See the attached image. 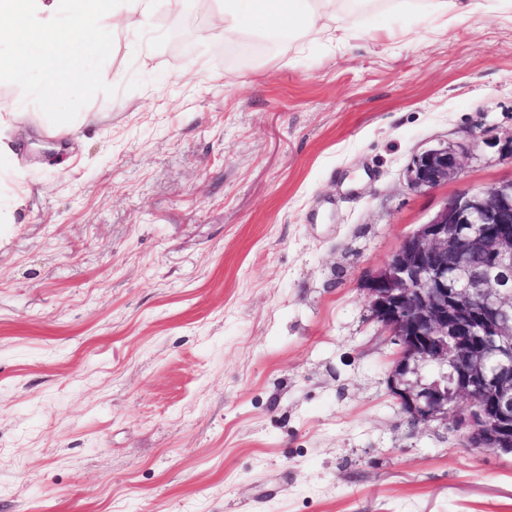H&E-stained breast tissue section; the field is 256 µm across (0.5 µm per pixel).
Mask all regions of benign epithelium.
Wrapping results in <instances>:
<instances>
[{
	"label": "benign epithelium",
	"mask_w": 512,
	"mask_h": 512,
	"mask_svg": "<svg viewBox=\"0 0 512 512\" xmlns=\"http://www.w3.org/2000/svg\"><path fill=\"white\" fill-rule=\"evenodd\" d=\"M458 166L455 149H425L407 165V185L434 189ZM366 295L397 345L388 385L413 424L451 422L467 448L512 452V178L448 197L403 237ZM426 367L438 376L425 379Z\"/></svg>",
	"instance_id": "1"
}]
</instances>
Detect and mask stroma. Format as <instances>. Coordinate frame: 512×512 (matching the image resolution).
Instances as JSON below:
<instances>
[{
    "label": "stroma",
    "mask_w": 512,
    "mask_h": 512,
    "mask_svg": "<svg viewBox=\"0 0 512 512\" xmlns=\"http://www.w3.org/2000/svg\"><path fill=\"white\" fill-rule=\"evenodd\" d=\"M217 0L99 19L49 118L0 131V512H512V453L412 425L367 279L512 178V7L352 11L345 47ZM454 178L411 191L414 154ZM459 159L449 146L431 147L415 154L405 171L410 189L425 192L448 182L456 173Z\"/></svg>",
    "instance_id": "stroma-1"
}]
</instances>
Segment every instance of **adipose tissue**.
Segmentation results:
<instances>
[{
	"label": "adipose tissue",
	"mask_w": 512,
	"mask_h": 512,
	"mask_svg": "<svg viewBox=\"0 0 512 512\" xmlns=\"http://www.w3.org/2000/svg\"><path fill=\"white\" fill-rule=\"evenodd\" d=\"M252 11L264 15L275 35L309 37L344 43L349 35L347 0H249ZM0 0V46L13 59L0 65V82L37 75L35 86L45 105L74 83L107 81V72H92L91 57L106 50L105 43L84 37L83 31L106 14L113 27L131 28L147 21L157 0Z\"/></svg>",
	"instance_id": "1"
}]
</instances>
